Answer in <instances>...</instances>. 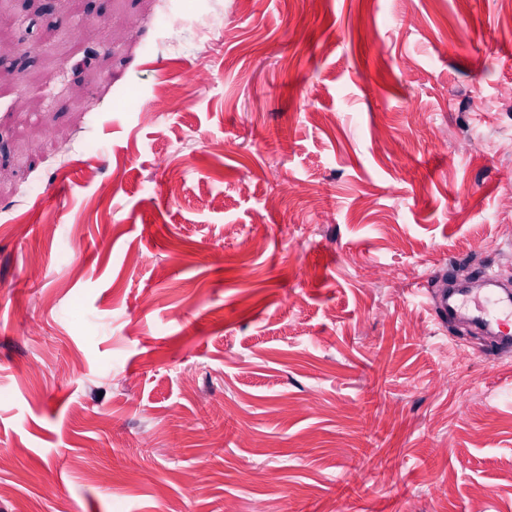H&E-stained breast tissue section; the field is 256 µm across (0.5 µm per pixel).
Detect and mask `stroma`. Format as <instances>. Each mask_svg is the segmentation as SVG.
Listing matches in <instances>:
<instances>
[{
    "label": "stroma",
    "mask_w": 512,
    "mask_h": 512,
    "mask_svg": "<svg viewBox=\"0 0 512 512\" xmlns=\"http://www.w3.org/2000/svg\"><path fill=\"white\" fill-rule=\"evenodd\" d=\"M0 17V512H512V0ZM448 285L445 283L442 288L437 290V294L433 299L432 314L436 320L446 318L449 312H458L463 307H467L470 303L474 304L475 313L473 319L479 324L494 331L495 335H499L502 340L511 345L512 332L502 331L506 322L512 321V300L509 294L506 298H496L493 293L483 297L463 296L459 301L448 303Z\"/></svg>",
    "instance_id": "stroma-1"
}]
</instances>
